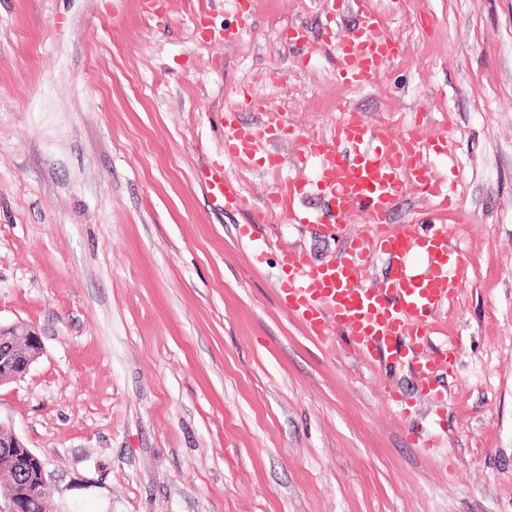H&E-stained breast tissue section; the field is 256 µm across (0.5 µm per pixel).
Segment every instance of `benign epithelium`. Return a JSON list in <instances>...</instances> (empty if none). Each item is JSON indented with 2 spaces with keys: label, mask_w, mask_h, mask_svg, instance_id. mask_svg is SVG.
Listing matches in <instances>:
<instances>
[{
  "label": "benign epithelium",
  "mask_w": 512,
  "mask_h": 512,
  "mask_svg": "<svg viewBox=\"0 0 512 512\" xmlns=\"http://www.w3.org/2000/svg\"><path fill=\"white\" fill-rule=\"evenodd\" d=\"M42 351L41 336L34 328L24 323L0 324V386L23 379ZM0 448L17 452V471L37 472L26 496L36 499L41 512H56L42 461L11 429L1 424ZM26 509L28 502L15 493L0 497V512H24Z\"/></svg>",
  "instance_id": "1"
}]
</instances>
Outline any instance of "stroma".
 <instances>
[{
	"instance_id": "1",
	"label": "stroma",
	"mask_w": 512,
	"mask_h": 512,
	"mask_svg": "<svg viewBox=\"0 0 512 512\" xmlns=\"http://www.w3.org/2000/svg\"><path fill=\"white\" fill-rule=\"evenodd\" d=\"M372 3L401 49L354 89L329 0H0V323L43 342L0 424L57 512H512V0ZM243 93L296 133L241 164L222 116ZM350 108L450 156L454 213L408 192L387 218L444 222L461 251L437 406L278 302L284 254L331 262L377 229L298 220L325 207L302 140ZM208 164L244 211L202 189ZM291 178L293 215L262 220ZM0 448H13L18 454L16 471H36L37 477L29 486L26 496L36 498L39 512H56L52 495L45 477L44 466L40 458L28 448L23 441L10 429L0 424Z\"/></svg>"
}]
</instances>
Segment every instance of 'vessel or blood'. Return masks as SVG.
Returning <instances> with one entry per match:
<instances>
[{
	"label": "vessel or blood",
	"instance_id": "1",
	"mask_svg": "<svg viewBox=\"0 0 512 512\" xmlns=\"http://www.w3.org/2000/svg\"><path fill=\"white\" fill-rule=\"evenodd\" d=\"M352 5L358 21L337 48L336 72L345 84L363 87L376 80L399 45L368 9L367 0H352ZM224 120L227 156L250 158L255 132L237 124L235 108H227ZM303 158L316 165V182L328 202L327 218L341 223L356 208L380 228L352 244L334 264L286 257L278 292L281 308L317 339L343 335L348 348L372 364L404 363L419 377H429L441 359L430 342L434 320L458 288L460 255L445 225L384 224L410 186L435 198L441 208L455 205L447 187L430 171L424 142L411 130H374L350 110L329 136L306 141ZM200 183L223 201L225 210L242 208L245 194L223 167L203 168ZM375 257L392 262L395 274L383 283L368 284L362 273Z\"/></svg>",
	"mask_w": 512,
	"mask_h": 512
}]
</instances>
